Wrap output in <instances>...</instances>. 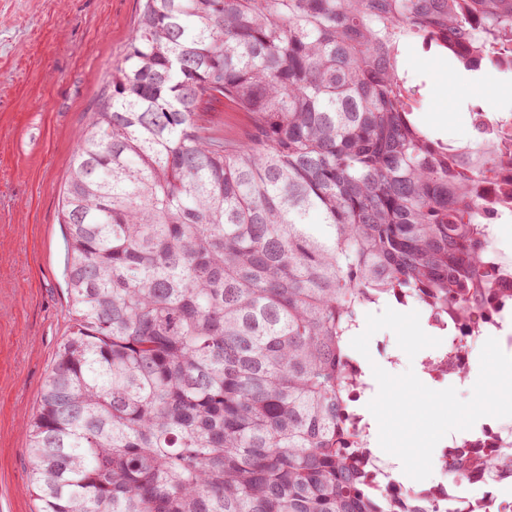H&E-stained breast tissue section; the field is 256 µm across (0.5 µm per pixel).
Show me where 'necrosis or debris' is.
I'll return each instance as SVG.
<instances>
[{"instance_id": "obj_1", "label": "necrosis or debris", "mask_w": 512, "mask_h": 512, "mask_svg": "<svg viewBox=\"0 0 512 512\" xmlns=\"http://www.w3.org/2000/svg\"><path fill=\"white\" fill-rule=\"evenodd\" d=\"M469 145L503 152L504 158L495 176L483 185L488 200L482 214L486 234L480 241L485 265L495 277L505 283H512V247L505 245L498 228L512 222V207L502 205L505 191L512 189V147L503 148L500 140L488 122L485 113L476 112L471 116ZM426 326L441 340L429 358L428 377L436 384L455 382L465 385L468 378L469 358L461 348L464 344H481L487 338H496L500 346L512 350V299H492L484 310H474L462 316L443 321L427 319ZM456 453H465L474 459L488 454L499 456L504 461L495 475L489 476L474 471L469 479L476 485L477 493H462L459 484L448 481V459ZM440 473L427 489L421 491V498L435 505L438 512H512V422L494 419L478 429L459 437H452L439 451L434 462Z\"/></svg>"}]
</instances>
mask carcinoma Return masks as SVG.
<instances>
[{"label":"carcinoma","instance_id":"obj_1","mask_svg":"<svg viewBox=\"0 0 512 512\" xmlns=\"http://www.w3.org/2000/svg\"><path fill=\"white\" fill-rule=\"evenodd\" d=\"M415 39L494 67L512 0H144L62 189L38 512H431L368 490L348 336L400 291L446 315L507 289L479 248L498 156L413 119ZM211 107L206 117L212 124L224 125V135L226 133L233 140H244L247 137L248 128L240 112H234L224 100L214 102Z\"/></svg>","mask_w":512,"mask_h":512}]
</instances>
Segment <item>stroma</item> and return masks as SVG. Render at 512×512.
Instances as JSON below:
<instances>
[{
	"instance_id": "stroma-1",
	"label": "stroma",
	"mask_w": 512,
	"mask_h": 512,
	"mask_svg": "<svg viewBox=\"0 0 512 512\" xmlns=\"http://www.w3.org/2000/svg\"><path fill=\"white\" fill-rule=\"evenodd\" d=\"M143 0H0V512H36L25 425L71 326L60 189ZM420 123L461 139L474 108L512 112V76L408 43Z\"/></svg>"
}]
</instances>
